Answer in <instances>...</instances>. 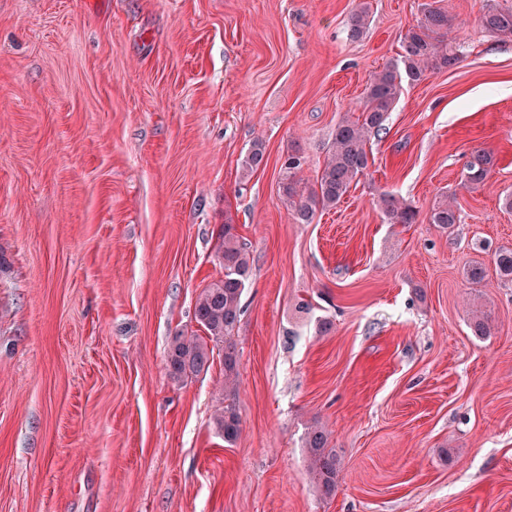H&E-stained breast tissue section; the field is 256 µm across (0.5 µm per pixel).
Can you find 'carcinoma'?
I'll use <instances>...</instances> for the list:
<instances>
[{
  "label": "carcinoma",
  "instance_id": "obj_1",
  "mask_svg": "<svg viewBox=\"0 0 512 512\" xmlns=\"http://www.w3.org/2000/svg\"><path fill=\"white\" fill-rule=\"evenodd\" d=\"M480 23L499 39H512V6L487 8L480 16ZM347 25L351 38L363 36L369 25V7L359 4L350 14ZM451 27L452 17L447 10L423 4L417 25L404 36L399 60L386 65L371 79L358 115L347 116L336 125L327 159L314 182L309 183L300 176L301 156H288L281 189L298 223L310 224L317 212L336 206L365 175L369 164L368 137L381 129L398 101L402 77L417 82L428 73L459 63L456 46L448 42ZM263 160L264 147L257 141L242 160V176L246 178L256 171ZM493 168L494 156L490 151L473 149L461 175L462 186L471 190L480 188L490 178ZM378 205L390 224H414L418 219L419 211L395 194L381 195ZM429 223L450 230L460 223L459 211L453 203L444 200L431 210ZM216 257L224 268V276L204 288L195 302L194 317L202 334L175 333L169 341L167 365L175 381L204 374L211 367L214 348L224 347V406L215 412L213 425L224 438V444L232 447L242 434L235 404L237 354L232 331L240 316V298L252 266L250 254L229 217L224 219L218 233ZM493 263L499 278L512 282V248L499 249L494 253ZM470 329L472 335L480 338L492 335L493 325L488 314L475 311ZM305 448L308 470L317 491L324 498L333 496L340 465L336 450L329 447L328 433L319 427L310 428Z\"/></svg>",
  "mask_w": 512,
  "mask_h": 512
}]
</instances>
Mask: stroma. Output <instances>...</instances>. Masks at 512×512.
Here are the masks:
<instances>
[{"label": "stroma", "mask_w": 512, "mask_h": 512, "mask_svg": "<svg viewBox=\"0 0 512 512\" xmlns=\"http://www.w3.org/2000/svg\"><path fill=\"white\" fill-rule=\"evenodd\" d=\"M358 2L0 0V512H512V283L492 260L512 248V41L479 21L512 0H436L460 62L404 83L365 176L299 224L284 161L315 181L425 0H368L354 39ZM477 146L495 165L471 192ZM385 192L417 222H384ZM450 196L446 231L428 217ZM228 218L252 263L232 447L223 349L183 382L167 366L224 275ZM313 426L340 461L329 498ZM308 470L317 491L324 498L336 493L340 465L335 448H329V435L319 427H311L305 439Z\"/></svg>", "instance_id": "1"}]
</instances>
